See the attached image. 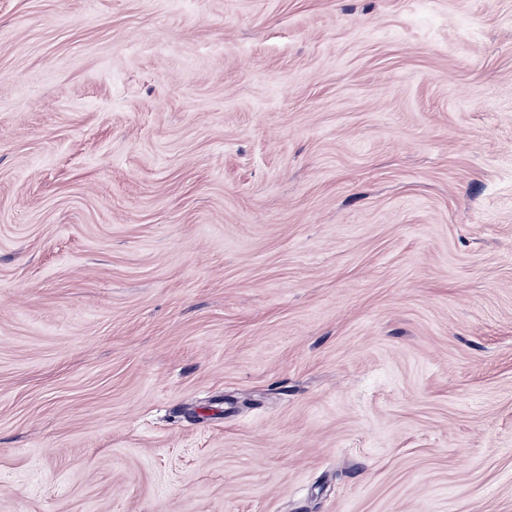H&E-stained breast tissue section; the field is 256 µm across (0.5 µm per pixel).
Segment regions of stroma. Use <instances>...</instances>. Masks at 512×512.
<instances>
[{
  "mask_svg": "<svg viewBox=\"0 0 512 512\" xmlns=\"http://www.w3.org/2000/svg\"><path fill=\"white\" fill-rule=\"evenodd\" d=\"M0 512H512V0H0Z\"/></svg>",
  "mask_w": 512,
  "mask_h": 512,
  "instance_id": "35a3bbf8",
  "label": "stroma"
}]
</instances>
